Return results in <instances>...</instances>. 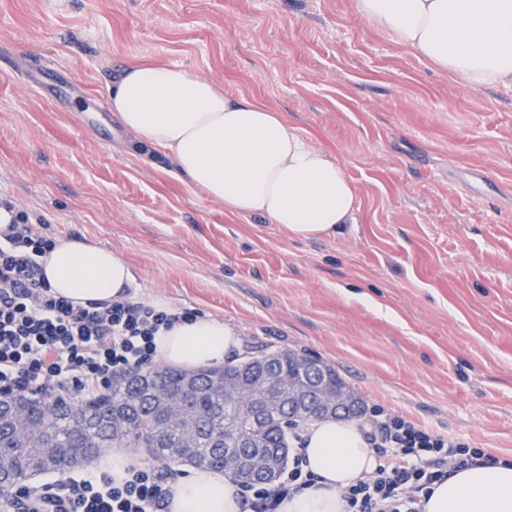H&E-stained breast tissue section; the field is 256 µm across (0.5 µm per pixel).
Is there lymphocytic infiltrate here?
Segmentation results:
<instances>
[{"instance_id":"lymphocytic-infiltrate-1","label":"lymphocytic infiltrate","mask_w":512,"mask_h":512,"mask_svg":"<svg viewBox=\"0 0 512 512\" xmlns=\"http://www.w3.org/2000/svg\"><path fill=\"white\" fill-rule=\"evenodd\" d=\"M55 238L38 233L24 212L0 233V397L18 394L92 399L115 374L156 363L155 339L191 312L174 313L120 293L110 301L74 303L46 282L39 260ZM368 439L377 469L347 488L344 512H423L436 483L456 470L497 465L470 443L448 438L403 416L374 409ZM301 449H294L282 481L272 488L239 486L256 512H277L291 494L314 484ZM177 480L162 460L133 464L123 483L89 479L76 469L29 488L1 491L7 512H168Z\"/></svg>"}]
</instances>
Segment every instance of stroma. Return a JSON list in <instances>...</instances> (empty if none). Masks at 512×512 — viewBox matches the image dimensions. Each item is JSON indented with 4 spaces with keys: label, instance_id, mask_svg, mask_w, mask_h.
Segmentation results:
<instances>
[{
    "label": "stroma",
    "instance_id": "stroma-1",
    "mask_svg": "<svg viewBox=\"0 0 512 512\" xmlns=\"http://www.w3.org/2000/svg\"><path fill=\"white\" fill-rule=\"evenodd\" d=\"M281 112L358 221L313 241L225 211L100 112L135 62ZM130 263L139 300L240 355L319 359L364 400L512 459V88L471 90L353 0H0V201Z\"/></svg>",
    "mask_w": 512,
    "mask_h": 512
}]
</instances>
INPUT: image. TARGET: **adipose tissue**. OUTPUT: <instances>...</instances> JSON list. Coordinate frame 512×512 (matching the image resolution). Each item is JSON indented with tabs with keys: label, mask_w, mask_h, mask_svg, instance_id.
<instances>
[{
	"label": "adipose tissue",
	"mask_w": 512,
	"mask_h": 512,
	"mask_svg": "<svg viewBox=\"0 0 512 512\" xmlns=\"http://www.w3.org/2000/svg\"><path fill=\"white\" fill-rule=\"evenodd\" d=\"M356 13L433 69L468 87H512V0H353ZM122 125L170 157L187 179L226 210L270 219L295 240H317L357 221L353 181L339 161L313 145L275 110L224 93L180 67L136 63L109 91ZM54 292L77 303L109 301L134 287L115 251L75 238L41 258ZM168 365L193 371L224 363L241 346L223 321L204 316L157 336ZM306 468L315 484L278 512H343L342 492L378 460L358 424L311 422ZM169 512H241L231 475L189 470L173 486ZM424 512H512V466H471L435 485Z\"/></svg>",
	"instance_id": "obj_1"
}]
</instances>
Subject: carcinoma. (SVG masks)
<instances>
[{"label": "carcinoma", "instance_id": "cac0c4a2", "mask_svg": "<svg viewBox=\"0 0 512 512\" xmlns=\"http://www.w3.org/2000/svg\"><path fill=\"white\" fill-rule=\"evenodd\" d=\"M231 370L241 381V396L224 394L218 382ZM270 376L281 380L283 388L306 381L350 390L327 366L316 374L303 368L294 353L263 352L240 363L191 374L164 366L119 376L100 396L75 404L69 400L17 396L29 426L22 432L0 421V489L21 484V477L36 461L47 465L66 462L80 465L97 457L105 448H141L182 465L224 469V450L245 440V452L273 456L283 465L282 449L287 437L279 425L254 430L252 413L246 402L263 391ZM162 384L178 400L181 417L158 435L145 437L143 425L167 420L168 408L149 391Z\"/></svg>", "mask_w": 512, "mask_h": 512}]
</instances>
